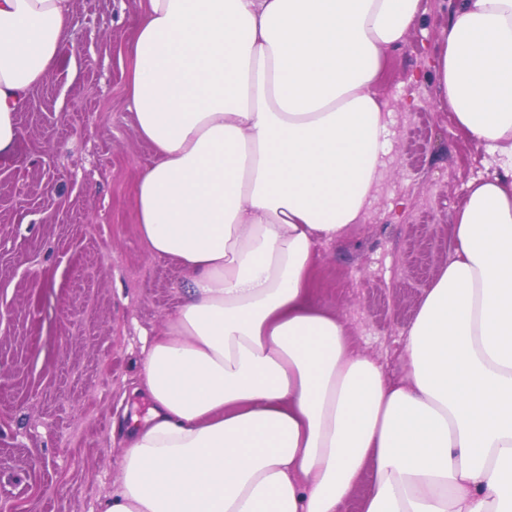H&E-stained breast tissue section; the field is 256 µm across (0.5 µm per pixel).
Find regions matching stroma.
<instances>
[{"instance_id":"stroma-1","label":"stroma","mask_w":512,"mask_h":512,"mask_svg":"<svg viewBox=\"0 0 512 512\" xmlns=\"http://www.w3.org/2000/svg\"><path fill=\"white\" fill-rule=\"evenodd\" d=\"M141 0H74L76 48L19 114L0 157V512H97L120 479L114 418L146 415L141 339L162 333L186 270L151 256L133 187L153 158L124 94ZM447 13L430 6L385 64L393 136L362 224L320 246L324 308L393 378L418 303L453 253L483 144L439 107L431 64Z\"/></svg>"}]
</instances>
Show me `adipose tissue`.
<instances>
[{
  "mask_svg": "<svg viewBox=\"0 0 512 512\" xmlns=\"http://www.w3.org/2000/svg\"><path fill=\"white\" fill-rule=\"evenodd\" d=\"M428 0H143L128 108L154 158L148 252L189 274L144 339L152 402L97 512H512V0H449L432 70L492 175L407 329L401 378L354 351L314 284L367 213L392 111L377 86ZM72 0H0V156L60 62ZM373 474L367 469L361 475L350 497L343 506L342 512H361L362 499L369 493L372 485Z\"/></svg>",
  "mask_w": 512,
  "mask_h": 512,
  "instance_id": "1",
  "label": "adipose tissue"
}]
</instances>
